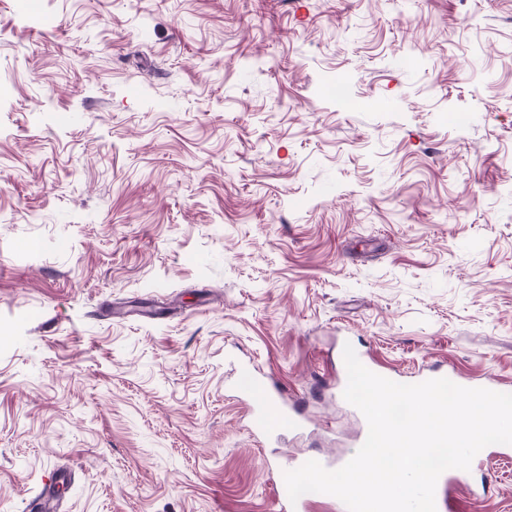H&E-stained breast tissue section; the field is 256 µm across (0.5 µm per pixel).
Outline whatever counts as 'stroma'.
Segmentation results:
<instances>
[{"label":"stroma","instance_id":"obj_1","mask_svg":"<svg viewBox=\"0 0 512 512\" xmlns=\"http://www.w3.org/2000/svg\"><path fill=\"white\" fill-rule=\"evenodd\" d=\"M1 326L0 512H273L354 451L348 344L512 384V0H0ZM235 382L247 399V413L254 434L266 440L284 432H299L307 425L304 418L288 407V401L279 392H273L266 385L255 366H240Z\"/></svg>","mask_w":512,"mask_h":512}]
</instances>
